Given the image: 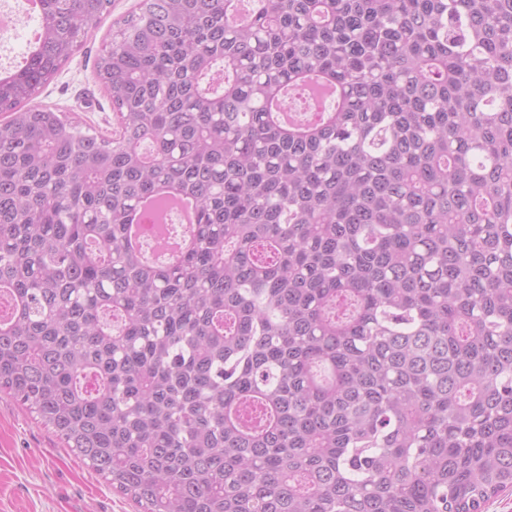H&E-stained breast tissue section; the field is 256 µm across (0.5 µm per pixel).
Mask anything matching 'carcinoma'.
<instances>
[{"label": "carcinoma", "mask_w": 512, "mask_h": 512, "mask_svg": "<svg viewBox=\"0 0 512 512\" xmlns=\"http://www.w3.org/2000/svg\"><path fill=\"white\" fill-rule=\"evenodd\" d=\"M0 76V394L138 512L512 489V0H42ZM187 198L148 256L140 208ZM139 0H112L110 14L88 36L84 47L75 53L60 72L40 92L35 102L57 108L72 121L92 130L110 133L117 118L94 73V60L110 40L112 23L126 16Z\"/></svg>", "instance_id": "obj_1"}]
</instances>
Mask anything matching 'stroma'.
Segmentation results:
<instances>
[{
	"instance_id": "1",
	"label": "stroma",
	"mask_w": 512,
	"mask_h": 512,
	"mask_svg": "<svg viewBox=\"0 0 512 512\" xmlns=\"http://www.w3.org/2000/svg\"><path fill=\"white\" fill-rule=\"evenodd\" d=\"M138 0H112L110 14L88 36L37 97L72 121L109 133L117 118L94 73V60L110 40L112 24ZM0 512H135L21 404L0 394Z\"/></svg>"
}]
</instances>
